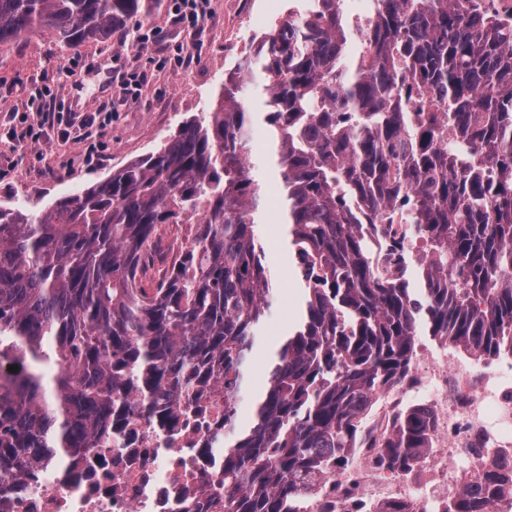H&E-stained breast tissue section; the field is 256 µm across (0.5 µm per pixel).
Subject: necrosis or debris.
<instances>
[{"instance_id":"obj_1","label":"necrosis or debris","mask_w":512,"mask_h":512,"mask_svg":"<svg viewBox=\"0 0 512 512\" xmlns=\"http://www.w3.org/2000/svg\"><path fill=\"white\" fill-rule=\"evenodd\" d=\"M387 236L376 254L381 276L396 271L389 240L402 241L413 260L423 258L406 210L394 214ZM411 395L432 416L434 450L413 470L395 473L381 461L379 448ZM365 425L366 446L355 461L319 483L321 498L333 503L335 512H348L355 501L376 512L390 500L440 512L448 491L480 468L488 452L512 455V372L423 352L413 381L378 396ZM223 430L220 387L201 400L199 409H182L164 426L157 414L128 400L122 431L100 424L95 448L73 458L47 453L15 478L0 477V512H223L215 490L224 461L212 447L214 434Z\"/></svg>"}]
</instances>
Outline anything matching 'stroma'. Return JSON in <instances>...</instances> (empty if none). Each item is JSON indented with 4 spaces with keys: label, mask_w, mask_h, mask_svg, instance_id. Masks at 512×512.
Returning <instances> with one entry per match:
<instances>
[{
    "label": "stroma",
    "mask_w": 512,
    "mask_h": 512,
    "mask_svg": "<svg viewBox=\"0 0 512 512\" xmlns=\"http://www.w3.org/2000/svg\"><path fill=\"white\" fill-rule=\"evenodd\" d=\"M211 2L209 21L195 37L172 23V0H152L142 18L106 41L64 51L44 32L0 46V203L24 211L49 205L156 150L186 117L217 102L227 69L254 50L290 8L310 0ZM181 46L194 49L191 66L179 62ZM67 67L82 72V86L71 85L63 73ZM137 71L147 72L148 80L134 97H125L119 81ZM107 101L108 112L101 108ZM46 112L53 115L48 124L42 121ZM22 128L34 139L25 149H12V135ZM262 220L276 301L242 392L245 419L264 386L266 360L302 303L280 215L268 209Z\"/></svg>",
    "instance_id": "1"
}]
</instances>
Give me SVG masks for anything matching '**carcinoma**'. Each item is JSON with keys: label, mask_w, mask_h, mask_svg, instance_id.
Segmentation results:
<instances>
[{"label": "carcinoma", "mask_w": 512, "mask_h": 512, "mask_svg": "<svg viewBox=\"0 0 512 512\" xmlns=\"http://www.w3.org/2000/svg\"><path fill=\"white\" fill-rule=\"evenodd\" d=\"M293 8L224 75L221 98L157 150L37 211L0 207V473L76 456L124 394L164 422L224 384V512H307L316 482L356 447L358 419L416 355L417 327L472 358H512V21L448 0H344ZM141 0H0V45L51 32L108 39ZM260 66L263 123L304 313L267 368L248 422L237 393L273 281L248 172ZM433 110L412 125L406 99ZM450 145L443 146L445 132ZM412 201L422 299L370 261L364 216ZM160 224H192L178 263L146 290ZM433 451L430 419L397 414L380 455L407 472ZM512 467L492 462L442 512H496Z\"/></svg>", "instance_id": "1"}]
</instances>
